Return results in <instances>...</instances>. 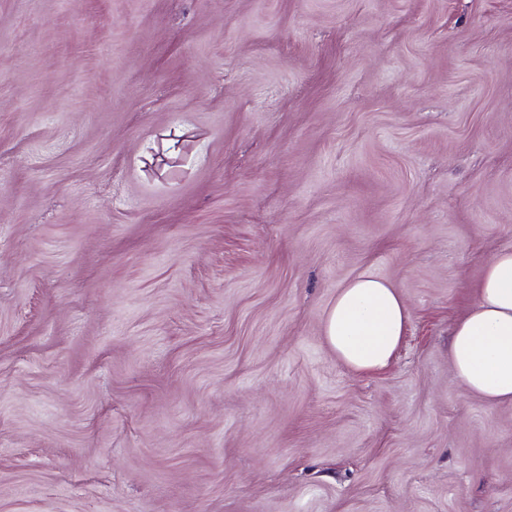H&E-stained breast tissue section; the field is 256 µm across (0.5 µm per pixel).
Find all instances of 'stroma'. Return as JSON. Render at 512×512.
I'll use <instances>...</instances> for the list:
<instances>
[{
    "mask_svg": "<svg viewBox=\"0 0 512 512\" xmlns=\"http://www.w3.org/2000/svg\"><path fill=\"white\" fill-rule=\"evenodd\" d=\"M505 249L512 0H0V512H512L448 358ZM409 311L385 279L360 275L336 292L323 320L327 346L357 372L389 366L403 340Z\"/></svg>",
    "mask_w": 512,
    "mask_h": 512,
    "instance_id": "stroma-1",
    "label": "stroma"
}]
</instances>
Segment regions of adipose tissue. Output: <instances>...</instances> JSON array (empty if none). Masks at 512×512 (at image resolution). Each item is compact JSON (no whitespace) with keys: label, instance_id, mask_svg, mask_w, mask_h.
I'll return each instance as SVG.
<instances>
[{"label":"adipose tissue","instance_id":"obj_1","mask_svg":"<svg viewBox=\"0 0 512 512\" xmlns=\"http://www.w3.org/2000/svg\"><path fill=\"white\" fill-rule=\"evenodd\" d=\"M409 311L385 279L364 274L336 293L323 320L327 346L357 372L389 366ZM448 354L460 382L487 404L512 403V250L487 262L477 300L456 322Z\"/></svg>","mask_w":512,"mask_h":512}]
</instances>
